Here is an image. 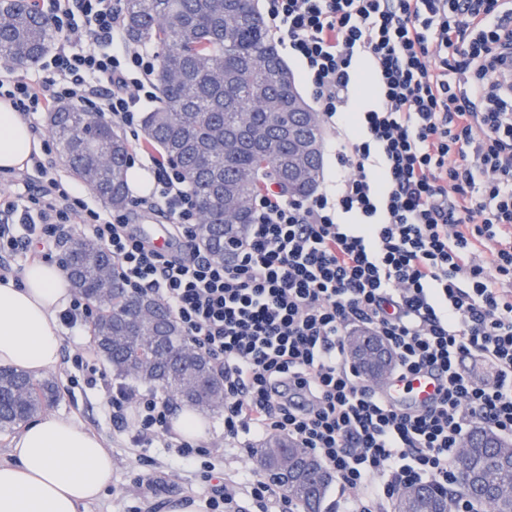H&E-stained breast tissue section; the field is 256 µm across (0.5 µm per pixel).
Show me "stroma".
<instances>
[{
	"mask_svg": "<svg viewBox=\"0 0 512 512\" xmlns=\"http://www.w3.org/2000/svg\"><path fill=\"white\" fill-rule=\"evenodd\" d=\"M95 344L92 324L64 328L62 359L46 374L56 385L46 414L80 422L103 440L112 455L111 485L83 512H169L174 506L202 512L211 489L208 471L224 473L242 486L249 482L256 464L239 444L225 441L223 410L205 414L208 433L200 442L204 453L187 464L163 443L138 444L135 428L118 429L102 388L71 387L70 379L77 373L72 355Z\"/></svg>",
	"mask_w": 512,
	"mask_h": 512,
	"instance_id": "1",
	"label": "stroma"
}]
</instances>
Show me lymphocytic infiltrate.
I'll use <instances>...</instances> for the list:
<instances>
[{
	"label": "lymphocytic infiltrate",
	"instance_id": "obj_1",
	"mask_svg": "<svg viewBox=\"0 0 512 512\" xmlns=\"http://www.w3.org/2000/svg\"><path fill=\"white\" fill-rule=\"evenodd\" d=\"M278 43L299 58L318 112L343 124L335 196L254 200L233 265L197 243L194 195L151 157V195L133 208L164 218L178 251H160L129 212L89 208L44 156L42 180L0 201V254L45 258L67 224H88L133 292L160 299L186 339L224 374V439L285 436L360 492V512H389L397 493L458 483L454 458L476 425L512 437V0H265ZM58 40L43 74L0 67V99L25 115L63 101L106 113L132 140L154 100L159 58L115 41L117 0H51ZM84 26V44L69 32ZM364 59L372 109L353 112L352 63ZM364 326L395 355L391 377H443L431 406L388 401L353 371L346 339ZM492 366V380L461 367ZM85 385H102L113 420L135 409L140 433L169 436V403L112 386L88 352Z\"/></svg>",
	"mask_w": 512,
	"mask_h": 512
}]
</instances>
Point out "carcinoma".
Returning a JSON list of instances; mask_svg holds the SVG:
<instances>
[{
    "instance_id": "carcinoma-1",
    "label": "carcinoma",
    "mask_w": 512,
    "mask_h": 512,
    "mask_svg": "<svg viewBox=\"0 0 512 512\" xmlns=\"http://www.w3.org/2000/svg\"><path fill=\"white\" fill-rule=\"evenodd\" d=\"M122 31L134 44L161 48L156 81L158 105L144 114L145 137L176 162L192 189L200 215V241L214 258L232 264L231 246L244 243L253 209L243 202L274 185L283 196L311 194L304 183L288 191V137L293 125L311 132L305 113L291 107L290 68L270 36L258 0H124ZM54 40L38 0L0 4V55L13 67L38 61V50ZM49 131L72 174L114 208L126 205L129 146L100 115L70 104L49 113ZM264 130L265 145L251 139ZM65 268L75 290L99 305L93 323L97 345L120 377L158 386L196 411L224 405V375L188 344L180 324L157 298L131 295L112 257L97 243H70ZM54 385L0 368V429H12L50 402ZM470 468H484L512 485V446L498 448L488 429L472 431ZM295 459L300 478H288L284 458ZM258 468L306 512H321L331 482L311 473L309 455L284 437L267 439L255 454ZM473 485L460 472L457 489L428 486L415 512L451 507Z\"/></svg>"
}]
</instances>
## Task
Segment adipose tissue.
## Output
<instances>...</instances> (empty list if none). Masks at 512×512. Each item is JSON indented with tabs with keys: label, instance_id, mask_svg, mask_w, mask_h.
<instances>
[{
	"label": "adipose tissue",
	"instance_id": "ef3b65f1",
	"mask_svg": "<svg viewBox=\"0 0 512 512\" xmlns=\"http://www.w3.org/2000/svg\"><path fill=\"white\" fill-rule=\"evenodd\" d=\"M41 142L10 101L0 100V170L25 167ZM73 290L57 263L0 277V367L39 377L61 357L59 318ZM112 482V455L92 431L46 416L21 427L0 461V512H81Z\"/></svg>",
	"mask_w": 512,
	"mask_h": 512
}]
</instances>
